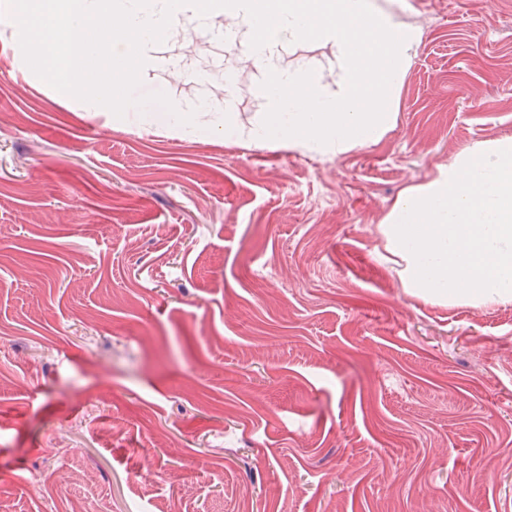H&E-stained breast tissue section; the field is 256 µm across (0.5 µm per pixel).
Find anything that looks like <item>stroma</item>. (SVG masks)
<instances>
[{"instance_id": "stroma-1", "label": "stroma", "mask_w": 512, "mask_h": 512, "mask_svg": "<svg viewBox=\"0 0 512 512\" xmlns=\"http://www.w3.org/2000/svg\"><path fill=\"white\" fill-rule=\"evenodd\" d=\"M417 43L377 142L255 125L260 73L212 18L90 111L0 5V501L13 512H512V300L404 287L381 226L456 154L512 137V0H407ZM234 69L231 87L201 74Z\"/></svg>"}]
</instances>
